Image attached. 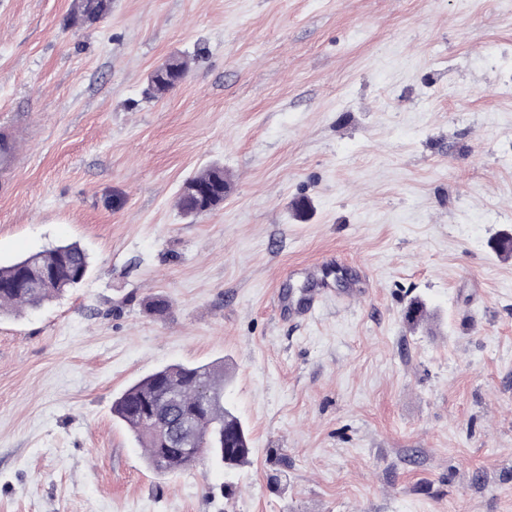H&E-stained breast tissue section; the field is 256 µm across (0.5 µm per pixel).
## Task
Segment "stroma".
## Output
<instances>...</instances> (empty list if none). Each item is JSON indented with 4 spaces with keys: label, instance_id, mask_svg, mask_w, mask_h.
<instances>
[{
    "label": "stroma",
    "instance_id": "stroma-1",
    "mask_svg": "<svg viewBox=\"0 0 512 512\" xmlns=\"http://www.w3.org/2000/svg\"><path fill=\"white\" fill-rule=\"evenodd\" d=\"M70 4L0 0V265L90 262L0 313V512H512V0H112L85 29ZM211 163L224 204L186 219ZM329 256L335 298L280 320ZM211 362L248 463L153 472L113 400ZM178 59L175 58L165 69L154 70L148 80V93L150 97L154 98L158 94L166 93L184 81L188 64L184 61L183 68H181L177 63ZM21 144L10 136L0 138V171L14 172L20 163ZM88 259L86 250L78 242H71L0 266V307L23 310L42 306L86 278ZM31 271L43 277L28 279Z\"/></svg>",
    "mask_w": 512,
    "mask_h": 512
}]
</instances>
